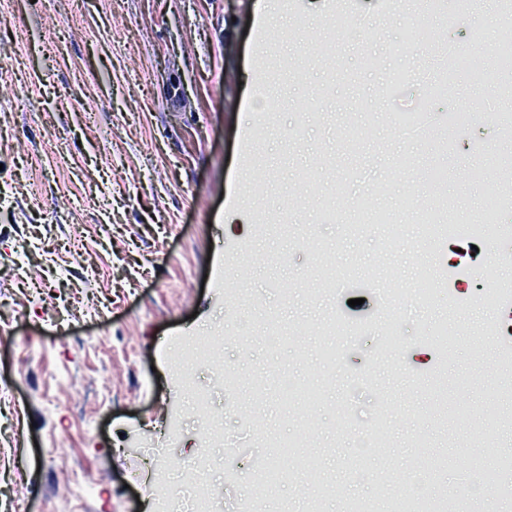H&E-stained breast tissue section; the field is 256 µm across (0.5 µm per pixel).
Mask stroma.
<instances>
[{
    "instance_id": "1",
    "label": "stroma",
    "mask_w": 512,
    "mask_h": 512,
    "mask_svg": "<svg viewBox=\"0 0 512 512\" xmlns=\"http://www.w3.org/2000/svg\"><path fill=\"white\" fill-rule=\"evenodd\" d=\"M253 3L0 13V512H157L148 448L189 478L206 456L216 512H239L286 444L262 512H308L319 480L320 512H388L417 470L443 496L474 458L512 466V363L490 362L512 352V308L491 301L512 289V199L477 241L417 209L433 169L439 223L480 220L494 194L512 68L490 33L512 14L272 0L269 44ZM363 196L388 224L355 210ZM199 339L225 379L200 368L189 391L176 360ZM284 373L321 403L283 397ZM210 417L224 441L205 449ZM357 428L375 437L363 454Z\"/></svg>"
}]
</instances>
